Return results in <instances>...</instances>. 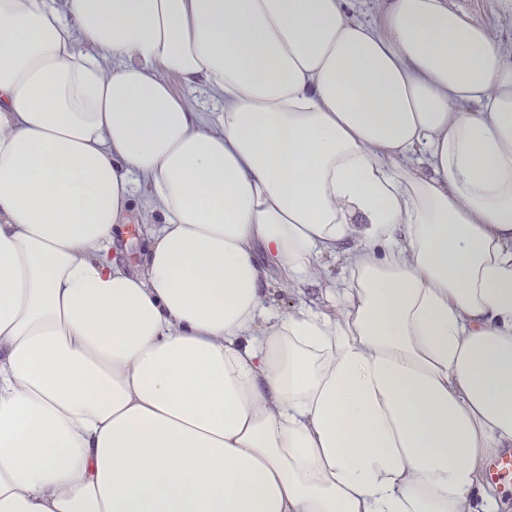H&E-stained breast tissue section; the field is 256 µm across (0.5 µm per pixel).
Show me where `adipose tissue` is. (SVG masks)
I'll return each instance as SVG.
<instances>
[{"instance_id":"adipose-tissue-1","label":"adipose tissue","mask_w":512,"mask_h":512,"mask_svg":"<svg viewBox=\"0 0 512 512\" xmlns=\"http://www.w3.org/2000/svg\"><path fill=\"white\" fill-rule=\"evenodd\" d=\"M511 451V43L453 0H0V512H498ZM170 82L176 92L183 94L191 100L193 99L194 103L200 111L221 112V106L217 103V101L212 100L202 93L191 90L179 78L171 77ZM124 234L126 239L124 257L131 265L139 264L142 259L144 237L135 224L129 225L127 233Z\"/></svg>"}]
</instances>
